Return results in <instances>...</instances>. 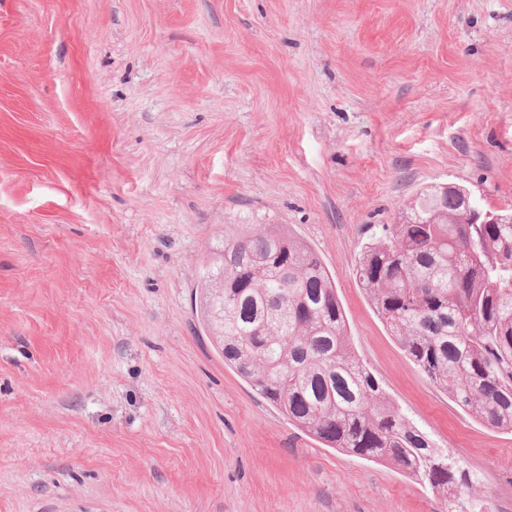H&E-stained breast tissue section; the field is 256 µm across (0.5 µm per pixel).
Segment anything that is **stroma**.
<instances>
[{"label": "stroma", "instance_id": "1", "mask_svg": "<svg viewBox=\"0 0 512 512\" xmlns=\"http://www.w3.org/2000/svg\"><path fill=\"white\" fill-rule=\"evenodd\" d=\"M445 183L512 206V0H0V512H445L225 366L195 289L228 224L316 250L356 355L498 512L512 432L353 274Z\"/></svg>", "mask_w": 512, "mask_h": 512}]
</instances>
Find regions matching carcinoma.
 <instances>
[{"instance_id": "carcinoma-1", "label": "carcinoma", "mask_w": 512, "mask_h": 512, "mask_svg": "<svg viewBox=\"0 0 512 512\" xmlns=\"http://www.w3.org/2000/svg\"><path fill=\"white\" fill-rule=\"evenodd\" d=\"M460 192L423 188L362 248L355 278L405 355L459 409L512 431V219L462 224ZM198 317L215 349L328 448L396 465L443 501L480 483L390 402L354 353L336 286L285 224H231L209 248Z\"/></svg>"}]
</instances>
